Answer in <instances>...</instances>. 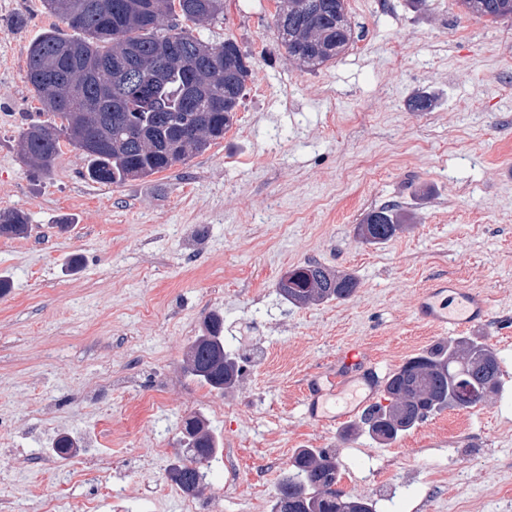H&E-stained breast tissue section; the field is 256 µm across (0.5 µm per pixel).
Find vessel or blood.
<instances>
[{"label":"vessel or blood","mask_w":512,"mask_h":512,"mask_svg":"<svg viewBox=\"0 0 512 512\" xmlns=\"http://www.w3.org/2000/svg\"><path fill=\"white\" fill-rule=\"evenodd\" d=\"M415 311L417 319L431 328L460 331L487 321L490 299L455 279L436 280L420 291ZM386 380V373L364 362L357 351H344L339 368L318 371L308 378L303 415L318 427L342 428L375 404Z\"/></svg>","instance_id":"obj_1"}]
</instances>
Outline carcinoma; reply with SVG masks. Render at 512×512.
Segmentation results:
<instances>
[{
	"instance_id": "cac0c4a2",
	"label": "carcinoma",
	"mask_w": 512,
	"mask_h": 512,
	"mask_svg": "<svg viewBox=\"0 0 512 512\" xmlns=\"http://www.w3.org/2000/svg\"><path fill=\"white\" fill-rule=\"evenodd\" d=\"M468 12L494 21L512 19V0H460ZM71 35L48 31L31 43L26 79L43 111L60 119L55 126L31 125L20 134L29 165L46 168L56 157L60 139L78 145L95 135L100 145L83 151L84 177L121 185L183 163L224 137L244 97L251 74L250 56L227 39L212 45L177 24L157 32L160 20L179 15L191 22L224 18V0H45ZM274 25L288 55L310 69L334 59L348 44L351 26L344 0H280ZM209 48L219 55V68L202 70L181 48ZM221 100L224 110L212 104ZM397 204L367 213L357 235L367 244H383L403 228ZM27 217L18 211L0 215V236H27ZM316 280L298 288L280 280L278 295L294 306L346 300L357 291L351 273L308 263ZM224 319L208 317L202 333L188 347L185 372L211 390L233 386L240 367L224 351ZM497 354L475 341L438 347L407 361L389 379V405L372 409L364 424L378 438L393 440L419 423L425 414L447 408L473 409L496 391ZM183 443L186 457L177 459L169 478L191 496L205 487L204 465L216 457L219 438L200 415ZM336 455L302 450L283 476L274 512H374L364 498L347 497L336 489Z\"/></svg>"
}]
</instances>
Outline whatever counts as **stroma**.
<instances>
[{
  "mask_svg": "<svg viewBox=\"0 0 512 512\" xmlns=\"http://www.w3.org/2000/svg\"><path fill=\"white\" fill-rule=\"evenodd\" d=\"M276 0H224L193 33L252 58L233 125L188 163L125 184L84 177L61 142L48 169L20 134L47 121L25 79L27 49L67 33L44 0H0V474L9 512L93 492L104 459L130 512H181L168 468L183 425L203 415L222 442L199 512H272L298 449L334 451L339 490L375 512H512V20L457 0H345L352 38L310 70L274 28ZM429 94L433 106L408 101ZM400 203L406 227L380 245L357 224ZM309 262L353 274L345 301L294 306L276 290ZM454 278L491 300L487 323L439 334L418 292ZM239 378L224 393L184 371L209 315ZM472 338L501 361V387L475 408L429 416L392 442L361 421L336 434L303 416L307 378L353 349L398 369ZM68 437L77 447L60 454ZM241 487L222 492L229 472ZM29 224L27 217L18 211L0 215V236L21 238L27 236Z\"/></svg>",
  "mask_w": 512,
  "mask_h": 512,
  "instance_id": "stroma-1",
  "label": "stroma"
}]
</instances>
